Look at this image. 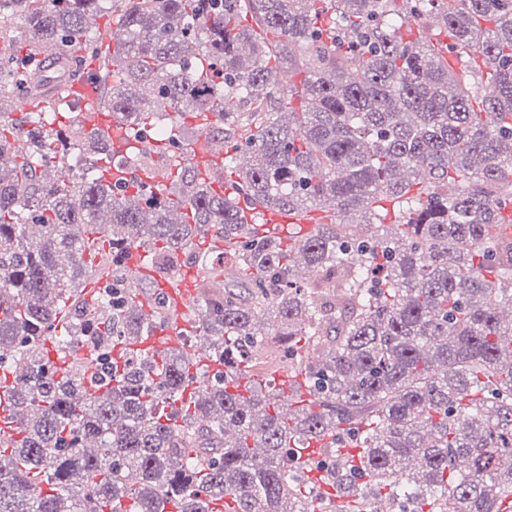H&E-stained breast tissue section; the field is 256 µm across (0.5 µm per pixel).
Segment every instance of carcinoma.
Instances as JSON below:
<instances>
[{
	"instance_id": "obj_1",
	"label": "carcinoma",
	"mask_w": 512,
	"mask_h": 512,
	"mask_svg": "<svg viewBox=\"0 0 512 512\" xmlns=\"http://www.w3.org/2000/svg\"><path fill=\"white\" fill-rule=\"evenodd\" d=\"M104 2L125 30L115 48L110 25H86ZM434 12L457 72L404 38ZM80 79L115 125L0 111V153L17 157L0 167V512H215L226 497L235 512H338L357 479L355 512L450 494L457 512H507L512 0H0V101L45 85L65 99ZM188 117L197 137H223L222 165L181 160ZM143 130L154 143L114 148ZM131 164L172 180L167 195L104 180ZM379 199L403 205L398 220L358 236L382 224ZM242 202L327 221L282 236ZM206 238L190 255L206 287L185 307L224 367L211 377L179 348H124L165 327L170 303L153 278L123 286L122 253L147 247L176 289L180 255ZM87 254L105 281L95 306ZM47 341L90 356L59 364ZM272 343L311 398L254 380ZM314 440L317 482L294 453ZM348 445L361 452H337Z\"/></svg>"
}]
</instances>
